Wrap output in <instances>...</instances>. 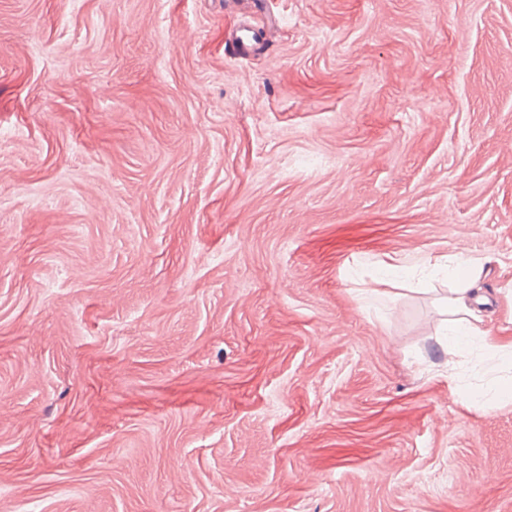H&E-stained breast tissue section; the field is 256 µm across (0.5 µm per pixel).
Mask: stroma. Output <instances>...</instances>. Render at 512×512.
I'll return each instance as SVG.
<instances>
[{
	"label": "stroma",
	"instance_id": "stroma-1",
	"mask_svg": "<svg viewBox=\"0 0 512 512\" xmlns=\"http://www.w3.org/2000/svg\"><path fill=\"white\" fill-rule=\"evenodd\" d=\"M255 2L0 0V512H512L447 283L354 290L512 336V0ZM447 263L442 258H422L415 260L410 266L403 267L420 275L421 279L430 278L436 273L446 270L451 285L448 294L439 299V305L448 315V326L455 336L458 344L473 337H480L484 347L491 352L509 354L507 370L512 369V343L502 344L489 337L484 327V317L473 306V299L484 277V262L481 259H468L461 264L457 257L448 255ZM507 351V352H506Z\"/></svg>",
	"mask_w": 512,
	"mask_h": 512
}]
</instances>
